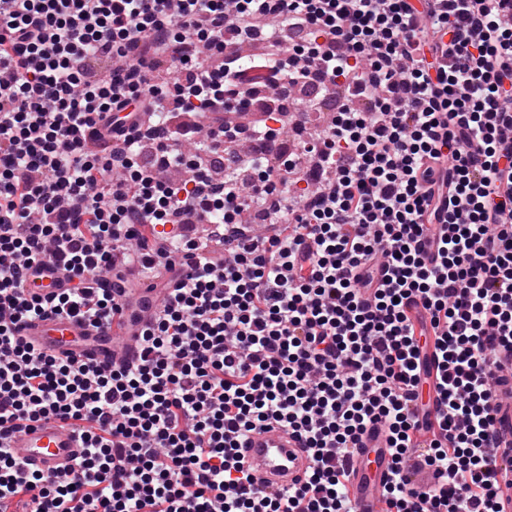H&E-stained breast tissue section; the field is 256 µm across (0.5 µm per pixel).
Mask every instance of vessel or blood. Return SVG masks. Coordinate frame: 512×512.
<instances>
[{"label": "vessel or blood", "instance_id": "vessel-or-blood-1", "mask_svg": "<svg viewBox=\"0 0 512 512\" xmlns=\"http://www.w3.org/2000/svg\"><path fill=\"white\" fill-rule=\"evenodd\" d=\"M155 289L140 290L135 308L114 318L104 332H95L73 319L57 315L28 323L23 336L34 340L60 356L107 367L131 364L138 359V349L129 327L134 317L149 318L153 312ZM496 436L499 468L512 467V377L498 387ZM386 433L379 425H370L356 448L350 463L351 492L357 512H382V490L390 474L386 461ZM82 442L74 427L55 419L34 423L17 434L11 444L13 456L28 467L53 474L81 454ZM242 455L256 482L276 491L305 481L311 459L302 441L276 424L251 434L242 444Z\"/></svg>", "mask_w": 512, "mask_h": 512}]
</instances>
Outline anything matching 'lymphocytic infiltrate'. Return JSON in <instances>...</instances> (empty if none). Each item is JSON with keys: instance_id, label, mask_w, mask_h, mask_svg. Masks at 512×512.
<instances>
[{"instance_id": "lymphocytic-infiltrate-1", "label": "lymphocytic infiltrate", "mask_w": 512, "mask_h": 512, "mask_svg": "<svg viewBox=\"0 0 512 512\" xmlns=\"http://www.w3.org/2000/svg\"><path fill=\"white\" fill-rule=\"evenodd\" d=\"M331 90L295 157L240 150ZM44 269L46 301L24 292ZM144 279L164 286L137 363L19 335L110 325ZM505 349L512 0H0V512H354L371 423L386 512H502ZM50 418L84 443L55 475L9 449ZM273 422L313 468L268 493L239 442ZM386 433L378 424L368 427L351 458V492L357 512H382L383 485L390 478Z\"/></svg>"}]
</instances>
